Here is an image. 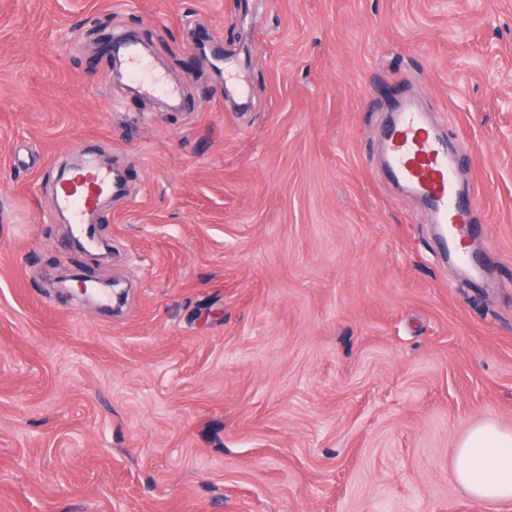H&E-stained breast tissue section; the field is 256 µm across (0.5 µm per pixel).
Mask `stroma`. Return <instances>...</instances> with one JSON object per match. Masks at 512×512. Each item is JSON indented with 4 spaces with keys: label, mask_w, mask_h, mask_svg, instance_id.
Wrapping results in <instances>:
<instances>
[{
    "label": "stroma",
    "mask_w": 512,
    "mask_h": 512,
    "mask_svg": "<svg viewBox=\"0 0 512 512\" xmlns=\"http://www.w3.org/2000/svg\"><path fill=\"white\" fill-rule=\"evenodd\" d=\"M126 33L177 111L114 81ZM404 97L467 143L485 287L384 170ZM77 154L123 175L108 262L54 219ZM487 419L512 430V0H0V512H512L453 475Z\"/></svg>",
    "instance_id": "1"
}]
</instances>
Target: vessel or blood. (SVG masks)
<instances>
[{"instance_id": "1", "label": "vessel or blood", "mask_w": 512, "mask_h": 512, "mask_svg": "<svg viewBox=\"0 0 512 512\" xmlns=\"http://www.w3.org/2000/svg\"><path fill=\"white\" fill-rule=\"evenodd\" d=\"M124 55L129 73L141 91L175 99L178 88L164 85L159 77L149 75L147 64L135 44H127ZM388 172L404 183L424 203L434 223L441 228L444 247L455 251L473 271H480L464 239L474 222V202L462 194L456 184L459 154L429 125L425 113L413 101L399 104L394 119L383 131ZM110 168L86 161L55 188L57 206L70 223H93L100 199L111 192Z\"/></svg>"}]
</instances>
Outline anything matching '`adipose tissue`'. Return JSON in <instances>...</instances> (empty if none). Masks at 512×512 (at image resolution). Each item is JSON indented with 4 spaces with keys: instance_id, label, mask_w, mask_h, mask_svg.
I'll use <instances>...</instances> for the list:
<instances>
[{
    "instance_id": "ef3b65f1",
    "label": "adipose tissue",
    "mask_w": 512,
    "mask_h": 512,
    "mask_svg": "<svg viewBox=\"0 0 512 512\" xmlns=\"http://www.w3.org/2000/svg\"><path fill=\"white\" fill-rule=\"evenodd\" d=\"M455 480L479 501L512 500V431L485 420L473 425L454 454Z\"/></svg>"
}]
</instances>
